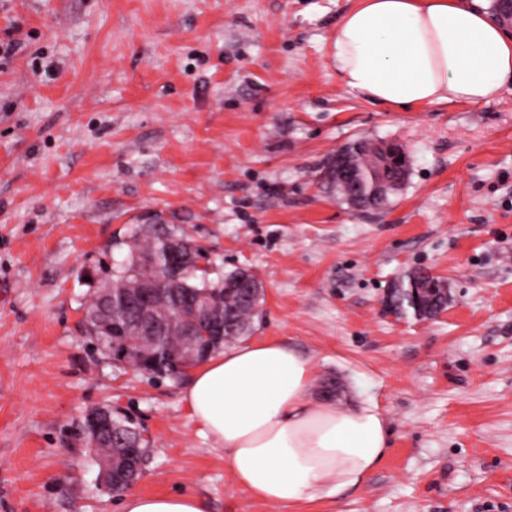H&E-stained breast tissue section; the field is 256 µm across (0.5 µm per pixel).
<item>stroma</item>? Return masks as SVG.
<instances>
[{
  "instance_id": "stroma-1",
  "label": "stroma",
  "mask_w": 512,
  "mask_h": 512,
  "mask_svg": "<svg viewBox=\"0 0 512 512\" xmlns=\"http://www.w3.org/2000/svg\"><path fill=\"white\" fill-rule=\"evenodd\" d=\"M354 0H0V512H122L71 431L112 406L149 439L141 494L283 512L237 486L182 400L101 352L83 314L156 213L216 269L264 290L251 341L310 358V396L376 403L374 473L292 512H512V84L496 100L397 111L350 90L332 34ZM356 138L409 175L359 212L323 186ZM416 269L436 319L389 313Z\"/></svg>"
}]
</instances>
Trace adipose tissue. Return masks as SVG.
<instances>
[{"label":"adipose tissue","mask_w":512,"mask_h":512,"mask_svg":"<svg viewBox=\"0 0 512 512\" xmlns=\"http://www.w3.org/2000/svg\"><path fill=\"white\" fill-rule=\"evenodd\" d=\"M349 89L396 110L496 99L512 82V35L480 0H357L333 34ZM314 366L287 344L224 350L182 399L221 447L235 483L273 505L339 496L362 484L388 447L387 420L368 404L309 399ZM123 512H206L190 491L124 498Z\"/></svg>","instance_id":"obj_1"}]
</instances>
